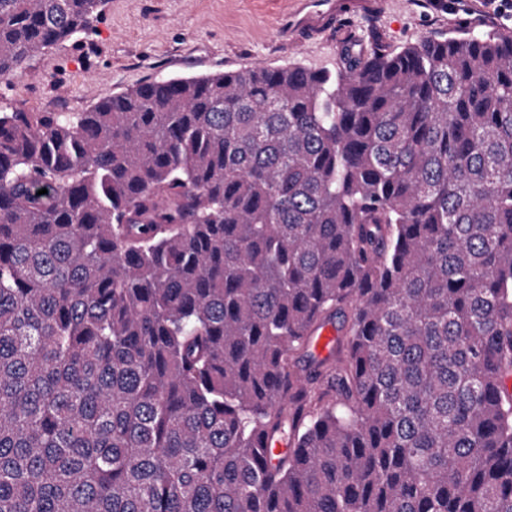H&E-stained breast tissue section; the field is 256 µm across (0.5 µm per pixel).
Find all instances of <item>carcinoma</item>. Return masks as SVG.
<instances>
[{"label": "carcinoma", "mask_w": 512, "mask_h": 512, "mask_svg": "<svg viewBox=\"0 0 512 512\" xmlns=\"http://www.w3.org/2000/svg\"><path fill=\"white\" fill-rule=\"evenodd\" d=\"M341 61L0 110V512H512V33Z\"/></svg>", "instance_id": "obj_1"}]
</instances>
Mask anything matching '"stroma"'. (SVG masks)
I'll list each match as a JSON object with an SVG mask.
<instances>
[{
  "instance_id": "stroma-1",
  "label": "stroma",
  "mask_w": 512,
  "mask_h": 512,
  "mask_svg": "<svg viewBox=\"0 0 512 512\" xmlns=\"http://www.w3.org/2000/svg\"><path fill=\"white\" fill-rule=\"evenodd\" d=\"M296 0H106L93 31L55 47L8 80L0 106L79 112L97 99L161 77L299 62L337 67L357 37L393 50L439 32L503 30L491 16H455L431 0H381L345 30L299 43L285 23Z\"/></svg>"
}]
</instances>
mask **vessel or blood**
I'll list each match as a JSON object with an SVG mask.
<instances>
[{"label": "vessel or blood", "mask_w": 512, "mask_h": 512, "mask_svg": "<svg viewBox=\"0 0 512 512\" xmlns=\"http://www.w3.org/2000/svg\"><path fill=\"white\" fill-rule=\"evenodd\" d=\"M377 0H355L346 5L345 0H303L300 8L287 20L290 30L301 39L314 37L346 21L350 10L369 13L377 10Z\"/></svg>", "instance_id": "vessel-or-blood-1"}]
</instances>
